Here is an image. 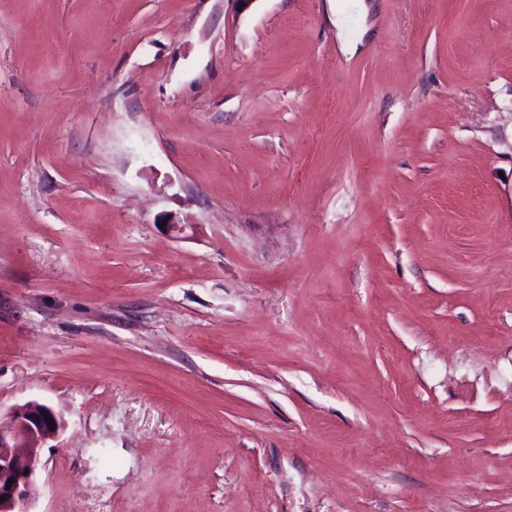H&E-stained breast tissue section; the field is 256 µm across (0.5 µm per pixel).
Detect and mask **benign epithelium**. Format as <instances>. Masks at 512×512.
Here are the masks:
<instances>
[{"mask_svg":"<svg viewBox=\"0 0 512 512\" xmlns=\"http://www.w3.org/2000/svg\"><path fill=\"white\" fill-rule=\"evenodd\" d=\"M62 430L61 419L38 401L15 406L0 423V512H34L41 450Z\"/></svg>","mask_w":512,"mask_h":512,"instance_id":"1","label":"benign epithelium"}]
</instances>
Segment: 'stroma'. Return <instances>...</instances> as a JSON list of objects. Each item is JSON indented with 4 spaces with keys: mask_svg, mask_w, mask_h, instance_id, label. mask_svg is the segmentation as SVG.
<instances>
[{
    "mask_svg": "<svg viewBox=\"0 0 512 512\" xmlns=\"http://www.w3.org/2000/svg\"><path fill=\"white\" fill-rule=\"evenodd\" d=\"M33 400L36 512H512V0H0Z\"/></svg>",
    "mask_w": 512,
    "mask_h": 512,
    "instance_id": "stroma-1",
    "label": "stroma"
}]
</instances>
